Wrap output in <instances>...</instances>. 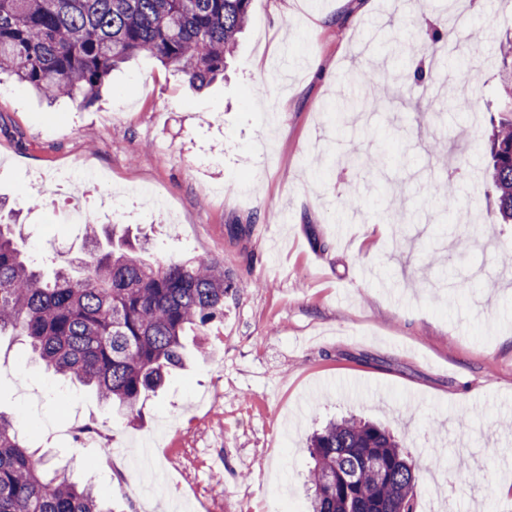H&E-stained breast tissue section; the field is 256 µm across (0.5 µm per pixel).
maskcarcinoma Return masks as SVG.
I'll list each match as a JSON object with an SVG mask.
<instances>
[{
    "label": "carcinoma",
    "instance_id": "1",
    "mask_svg": "<svg viewBox=\"0 0 512 512\" xmlns=\"http://www.w3.org/2000/svg\"><path fill=\"white\" fill-rule=\"evenodd\" d=\"M251 0H0V71L46 98L95 102L112 70L145 54L203 87L224 71ZM509 88L512 52L500 54ZM490 181L512 223V122L491 139ZM73 270L48 274L0 220V336H20L45 369L92 389L128 419L183 366V335L224 316L232 283L214 259L147 263L126 237L103 246L100 225ZM308 512H416L417 461L388 430L332 419L309 440ZM0 512H113L89 485L45 463L0 411Z\"/></svg>",
    "mask_w": 512,
    "mask_h": 512
}]
</instances>
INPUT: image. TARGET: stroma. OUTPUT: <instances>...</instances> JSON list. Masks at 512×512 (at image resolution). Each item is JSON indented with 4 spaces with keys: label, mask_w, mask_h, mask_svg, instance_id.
Wrapping results in <instances>:
<instances>
[{
    "label": "stroma",
    "mask_w": 512,
    "mask_h": 512,
    "mask_svg": "<svg viewBox=\"0 0 512 512\" xmlns=\"http://www.w3.org/2000/svg\"><path fill=\"white\" fill-rule=\"evenodd\" d=\"M462 12L431 83L400 86L406 40L419 34L427 57ZM509 38L512 0H252L223 76L198 92L144 54L82 109L1 82L0 203L19 211L31 260L79 256L85 226L61 212L74 198L99 215L109 194L150 261L210 256L233 286L223 318L184 333L206 356L140 420L47 372L16 336L0 337V411L114 512H171L139 490L143 445L183 512H305L306 440L348 415L417 458L418 512H512V224L486 176ZM382 80L388 97L371 96ZM356 95L365 112H334ZM66 164L103 180L56 188ZM92 417L128 450L123 471L86 466L72 427Z\"/></svg>",
    "instance_id": "35a3bbf8"
}]
</instances>
